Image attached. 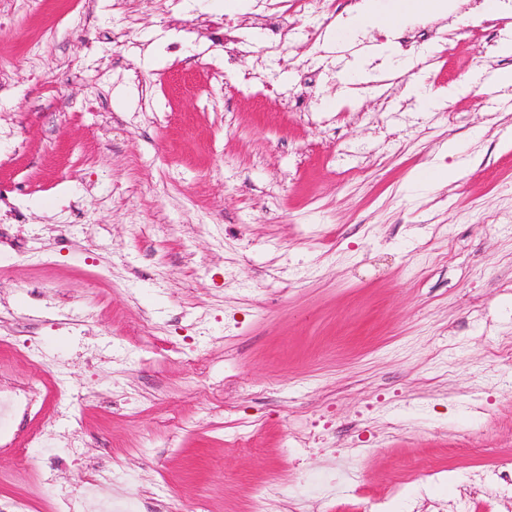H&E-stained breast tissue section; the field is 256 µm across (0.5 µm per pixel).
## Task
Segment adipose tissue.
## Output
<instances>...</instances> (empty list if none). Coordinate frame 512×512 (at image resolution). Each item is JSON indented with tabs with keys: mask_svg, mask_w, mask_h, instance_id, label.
<instances>
[{
	"mask_svg": "<svg viewBox=\"0 0 512 512\" xmlns=\"http://www.w3.org/2000/svg\"><path fill=\"white\" fill-rule=\"evenodd\" d=\"M457 0H356L346 26L353 31L395 28L410 17H445L456 11Z\"/></svg>",
	"mask_w": 512,
	"mask_h": 512,
	"instance_id": "adipose-tissue-1",
	"label": "adipose tissue"
}]
</instances>
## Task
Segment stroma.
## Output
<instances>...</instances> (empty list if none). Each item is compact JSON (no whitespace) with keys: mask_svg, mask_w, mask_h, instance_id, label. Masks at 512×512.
I'll return each mask as SVG.
<instances>
[{"mask_svg":"<svg viewBox=\"0 0 512 512\" xmlns=\"http://www.w3.org/2000/svg\"><path fill=\"white\" fill-rule=\"evenodd\" d=\"M354 2L0 0V385L42 402L0 512L101 469L129 512H512L471 477L512 460V0ZM459 0H360L348 10L346 27L353 31L393 29L410 17H448ZM411 92L423 106L431 107L440 99L446 98V96L448 97V101L452 100L456 94L461 92V89L451 85L448 86L446 91H435L432 86L425 83L424 80L418 79L412 85Z\"/></svg>","mask_w":512,"mask_h":512,"instance_id":"obj_1","label":"stroma"}]
</instances>
